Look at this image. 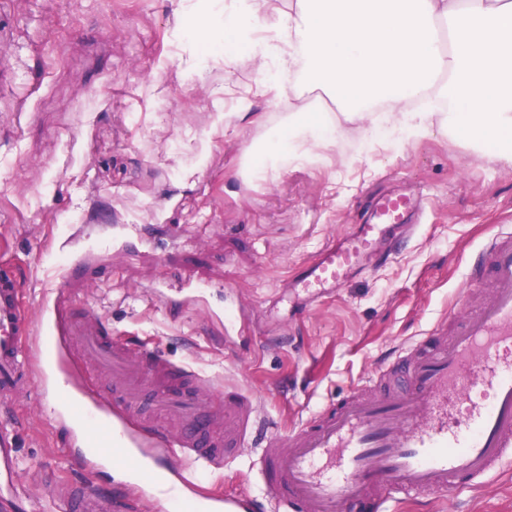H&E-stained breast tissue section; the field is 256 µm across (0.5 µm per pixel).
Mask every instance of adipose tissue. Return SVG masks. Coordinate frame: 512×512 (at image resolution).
Wrapping results in <instances>:
<instances>
[{"mask_svg":"<svg viewBox=\"0 0 512 512\" xmlns=\"http://www.w3.org/2000/svg\"><path fill=\"white\" fill-rule=\"evenodd\" d=\"M255 44L256 93L323 91L339 113L303 106L261 145L242 151L240 176L273 182L321 162L326 144L389 124L407 138L432 130L465 145H493L512 164V0H231L224 40Z\"/></svg>","mask_w":512,"mask_h":512,"instance_id":"obj_1","label":"adipose tissue"}]
</instances>
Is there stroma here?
Listing matches in <instances>:
<instances>
[{
	"mask_svg": "<svg viewBox=\"0 0 512 512\" xmlns=\"http://www.w3.org/2000/svg\"><path fill=\"white\" fill-rule=\"evenodd\" d=\"M225 51L224 0H0V258L43 328L59 304L92 316L113 341L188 367L213 393L248 392L285 437L370 385L396 347L451 326L473 290L471 256L512 230V166L437 132L406 143L384 134L244 183L243 146L289 107L267 96L242 109L257 66L245 57L226 68ZM394 191L419 201L417 235L299 312L293 278ZM66 381L56 370L54 387L11 410L27 512H51L61 481L130 492L128 478L89 466L56 419ZM256 460L243 448L221 470L176 455L165 465L187 470L200 498L263 496ZM394 512H512V464Z\"/></svg>",
	"mask_w": 512,
	"mask_h": 512,
	"instance_id": "obj_1",
	"label": "stroma"
}]
</instances>
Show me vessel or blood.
Instances as JSON below:
<instances>
[{
    "instance_id": "obj_1",
    "label": "vessel or blood",
    "mask_w": 512,
    "mask_h": 512,
    "mask_svg": "<svg viewBox=\"0 0 512 512\" xmlns=\"http://www.w3.org/2000/svg\"><path fill=\"white\" fill-rule=\"evenodd\" d=\"M411 197L378 200L369 221L329 242L293 283L306 303L319 302L360 273L367 258L389 260L414 229L407 216ZM470 279L487 288L479 305L465 307L448 341L428 333L403 348L392 364L396 389L352 395L302 421L289 439L269 434L246 396L201 401L207 382L161 355L131 352L112 342L98 323L56 316L62 334L81 338L88 359L112 380L104 403L84 385L80 364L70 367L61 398L67 421L91 455L138 474L140 494L168 496L190 488L183 473H161L160 460L178 449L188 461L219 469L225 447L257 448L268 489L265 500L234 496L197 503V512H390L391 502L474 486L512 460V233L487 239L470 263ZM20 283L0 273V409L34 384L31 350L49 339L24 313ZM156 382L154 409L170 419L175 435L135 424L131 410L144 381ZM17 441L0 425V512H14ZM63 512H111V503L79 484L59 486Z\"/></svg>"
}]
</instances>
